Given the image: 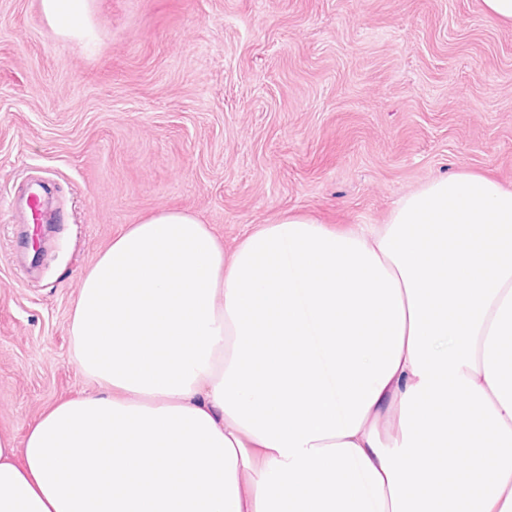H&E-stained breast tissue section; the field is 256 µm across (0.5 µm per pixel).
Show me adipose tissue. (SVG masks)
<instances>
[{"mask_svg":"<svg viewBox=\"0 0 512 512\" xmlns=\"http://www.w3.org/2000/svg\"><path fill=\"white\" fill-rule=\"evenodd\" d=\"M42 9L89 23L90 0ZM69 333L94 390L0 432V512H512L496 181L432 180L369 230L288 213L229 255L159 211L84 273Z\"/></svg>","mask_w":512,"mask_h":512,"instance_id":"ef3b65f1","label":"adipose tissue"}]
</instances>
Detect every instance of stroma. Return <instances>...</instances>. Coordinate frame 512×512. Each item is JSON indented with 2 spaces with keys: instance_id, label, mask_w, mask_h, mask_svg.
I'll return each instance as SVG.
<instances>
[{
  "instance_id": "1",
  "label": "stroma",
  "mask_w": 512,
  "mask_h": 512,
  "mask_svg": "<svg viewBox=\"0 0 512 512\" xmlns=\"http://www.w3.org/2000/svg\"><path fill=\"white\" fill-rule=\"evenodd\" d=\"M0 0V430L90 385L69 315L123 227L188 210L232 251L282 214L386 223L442 175L512 188V25L483 0ZM39 184L60 224L27 223ZM40 248H33V240ZM42 9L63 35H78L88 26L90 0H42Z\"/></svg>"
}]
</instances>
